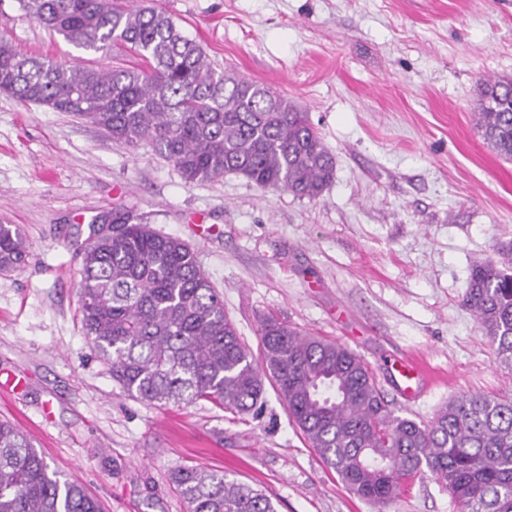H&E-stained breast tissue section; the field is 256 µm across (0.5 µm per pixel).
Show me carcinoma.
Instances as JSON below:
<instances>
[{
  "label": "carcinoma",
  "instance_id": "carcinoma-1",
  "mask_svg": "<svg viewBox=\"0 0 512 512\" xmlns=\"http://www.w3.org/2000/svg\"><path fill=\"white\" fill-rule=\"evenodd\" d=\"M20 16L85 51L113 45L141 64L67 66L0 36V93L70 112L129 146L173 162L187 184L241 175L257 187L315 200L335 177L334 156L308 113L278 92L218 73L167 13L132 0H12ZM478 127L512 160V78L483 81ZM30 252L0 224V269ZM82 326L129 397L148 405L206 401L237 415L261 403L265 382L323 461L355 494L385 507L428 472L459 512H512V396L463 394L428 424L389 408L366 364L347 347L273 316L253 354L183 240L116 212L81 253ZM463 305L512 367V248L472 269ZM172 480L188 512H277L263 490L197 465ZM0 512H101L83 486L52 469L31 439L0 421Z\"/></svg>",
  "mask_w": 512,
  "mask_h": 512
}]
</instances>
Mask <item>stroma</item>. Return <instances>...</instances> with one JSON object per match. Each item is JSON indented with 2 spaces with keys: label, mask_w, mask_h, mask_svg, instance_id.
<instances>
[{
  "label": "stroma",
  "mask_w": 512,
  "mask_h": 512,
  "mask_svg": "<svg viewBox=\"0 0 512 512\" xmlns=\"http://www.w3.org/2000/svg\"><path fill=\"white\" fill-rule=\"evenodd\" d=\"M199 42L213 69L308 112L336 158L316 200L244 177L186 184L149 144L132 147L67 112L0 94V224L27 263L0 271V419L102 512H188L171 480L219 469L277 512H375L310 447L274 390L254 413L207 402L149 406L125 395L87 341L80 249L114 211L185 240L250 348L260 321L338 342L370 367L397 415L429 422L466 392H512L461 304L474 265L512 244V161L477 126L480 83L512 76V0H147ZM71 65L128 67L14 9L0 35ZM431 379L406 401L390 371ZM388 512H459L431 475ZM393 365H399V373L404 378L401 394L408 401H416L426 388L423 371L420 366L410 359H396Z\"/></svg>",
  "instance_id": "stroma-1"
}]
</instances>
